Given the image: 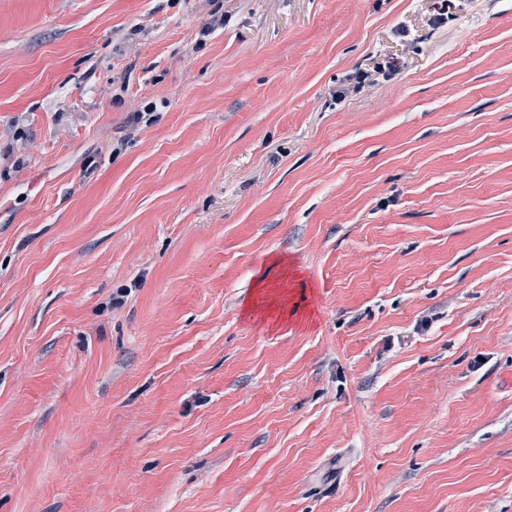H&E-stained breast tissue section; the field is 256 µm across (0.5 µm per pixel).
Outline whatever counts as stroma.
<instances>
[{"label":"stroma","instance_id":"1","mask_svg":"<svg viewBox=\"0 0 512 512\" xmlns=\"http://www.w3.org/2000/svg\"><path fill=\"white\" fill-rule=\"evenodd\" d=\"M439 5L0 0V512H512V0Z\"/></svg>","mask_w":512,"mask_h":512}]
</instances>
